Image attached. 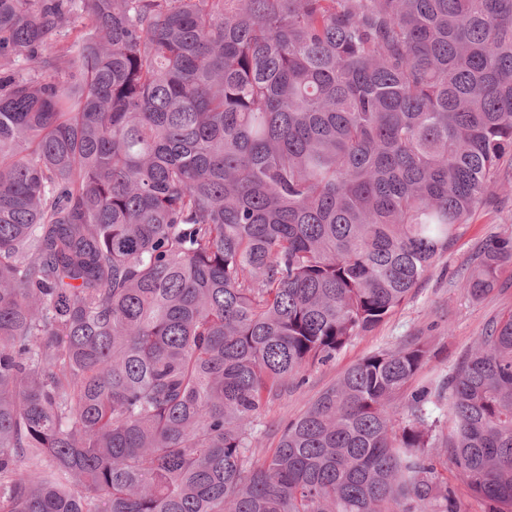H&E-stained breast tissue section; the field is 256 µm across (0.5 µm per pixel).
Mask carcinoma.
Masks as SVG:
<instances>
[{
	"mask_svg": "<svg viewBox=\"0 0 512 512\" xmlns=\"http://www.w3.org/2000/svg\"><path fill=\"white\" fill-rule=\"evenodd\" d=\"M506 157L512 0H0V512H457L442 460L512 512V310L411 392L421 337L363 357L256 448Z\"/></svg>",
	"mask_w": 512,
	"mask_h": 512,
	"instance_id": "carcinoma-1",
	"label": "carcinoma"
}]
</instances>
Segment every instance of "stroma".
I'll list each match as a JSON object with an SVG mask.
<instances>
[{
    "instance_id": "obj_1",
    "label": "stroma",
    "mask_w": 512,
    "mask_h": 512,
    "mask_svg": "<svg viewBox=\"0 0 512 512\" xmlns=\"http://www.w3.org/2000/svg\"><path fill=\"white\" fill-rule=\"evenodd\" d=\"M497 195L493 206L477 212L466 234L442 256L411 299L374 331L352 339L334 360L308 371L307 381L300 388L267 404L263 413L267 430L258 443L261 454L276 447L275 430L284 420L302 414L319 392L338 381L359 359L395 346L407 337H425L437 356L416 376V383L421 384L446 371L477 343L490 319L501 310L512 308V261L501 267L495 289L481 300H471L459 286L460 275L470 271L487 239L512 235V182L505 183Z\"/></svg>"
}]
</instances>
